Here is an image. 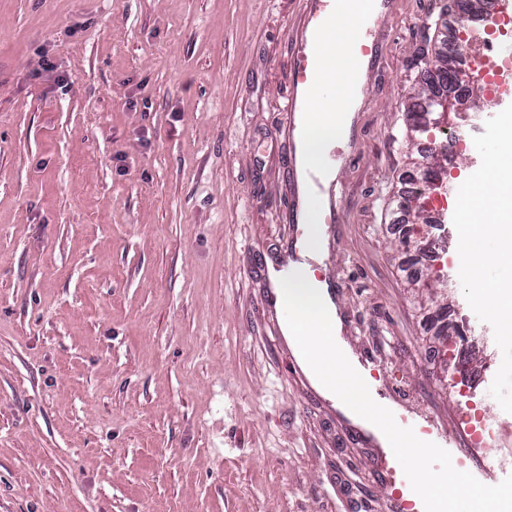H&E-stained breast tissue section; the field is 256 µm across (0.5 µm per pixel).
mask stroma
Returning <instances> with one entry per match:
<instances>
[{"label": "stroma", "instance_id": "obj_1", "mask_svg": "<svg viewBox=\"0 0 512 512\" xmlns=\"http://www.w3.org/2000/svg\"><path fill=\"white\" fill-rule=\"evenodd\" d=\"M301 6L0 0V512H384L380 447L309 384L264 302L266 260L297 233ZM440 7L401 0L388 22L316 270L400 406L443 436L472 412L512 441L493 329L458 268L419 255L430 212L394 205L433 153L459 185L480 155L455 133L494 115L453 87L447 125L410 137ZM449 311L474 351H455Z\"/></svg>", "mask_w": 512, "mask_h": 512}]
</instances>
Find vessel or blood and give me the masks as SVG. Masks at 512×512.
<instances>
[{
  "mask_svg": "<svg viewBox=\"0 0 512 512\" xmlns=\"http://www.w3.org/2000/svg\"><path fill=\"white\" fill-rule=\"evenodd\" d=\"M398 4L399 0H305L301 31L292 47L294 68L288 105V173L294 184V200L288 211L291 223H299L301 215L309 211L315 212L323 224L339 219L335 182L322 178L299 153L312 101H322L331 112L351 109L348 102L330 91L325 77L328 38L344 17H357L358 26L351 43L357 62L348 80L357 87H364L379 64L386 42L385 27ZM385 480L386 512H425L422 499L398 464L387 467Z\"/></svg>",
  "mask_w": 512,
  "mask_h": 512,
  "instance_id": "obj_1",
  "label": "vessel or blood"
}]
</instances>
